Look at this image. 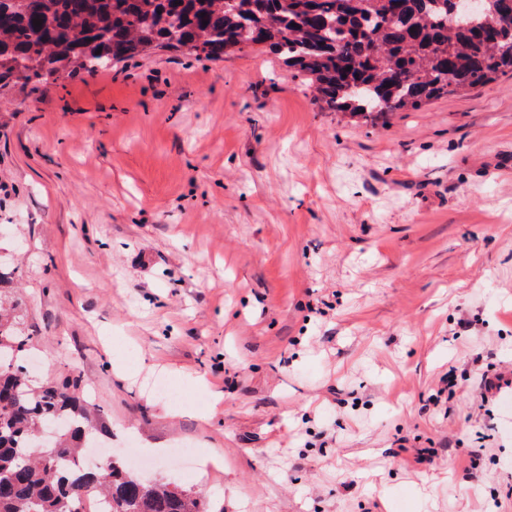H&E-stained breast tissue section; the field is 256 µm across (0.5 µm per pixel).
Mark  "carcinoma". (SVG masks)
Returning a JSON list of instances; mask_svg holds the SVG:
<instances>
[{"mask_svg": "<svg viewBox=\"0 0 512 512\" xmlns=\"http://www.w3.org/2000/svg\"><path fill=\"white\" fill-rule=\"evenodd\" d=\"M483 3L460 25L451 0H0V84L19 69L25 81L93 74L153 47L221 60L264 45L328 109L375 121L512 73V0ZM31 343L0 313V512H77L87 495L107 512H208L196 492L144 483L121 459L84 465L96 408L75 373L33 383ZM53 422L50 465L35 441Z\"/></svg>", "mask_w": 512, "mask_h": 512, "instance_id": "cac0c4a2", "label": "carcinoma"}]
</instances>
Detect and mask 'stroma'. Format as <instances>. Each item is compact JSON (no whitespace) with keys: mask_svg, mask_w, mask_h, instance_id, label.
<instances>
[{"mask_svg":"<svg viewBox=\"0 0 512 512\" xmlns=\"http://www.w3.org/2000/svg\"><path fill=\"white\" fill-rule=\"evenodd\" d=\"M0 266L35 377L211 512H512L510 75L374 126L258 48L11 83Z\"/></svg>","mask_w":512,"mask_h":512,"instance_id":"35a3bbf8","label":"stroma"}]
</instances>
